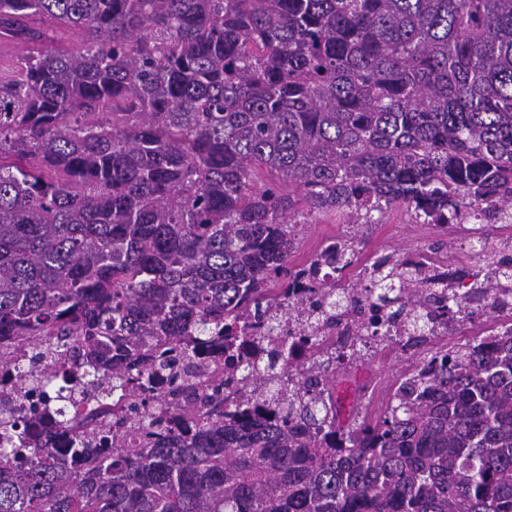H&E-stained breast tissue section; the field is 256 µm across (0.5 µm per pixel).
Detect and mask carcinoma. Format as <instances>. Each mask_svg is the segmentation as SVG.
Masks as SVG:
<instances>
[{
	"label": "carcinoma",
	"mask_w": 512,
	"mask_h": 512,
	"mask_svg": "<svg viewBox=\"0 0 512 512\" xmlns=\"http://www.w3.org/2000/svg\"><path fill=\"white\" fill-rule=\"evenodd\" d=\"M68 30L84 33L66 44ZM0 337L108 373L102 398L160 403L100 424L110 448L0 442V512H512V331L418 361L386 408L345 426L337 349L285 341L297 376L241 361L178 385L214 340L232 361L290 292L299 226L451 198L512 210V0H0ZM432 280L394 256L353 287L471 318L506 292Z\"/></svg>",
	"instance_id": "1"
}]
</instances>
